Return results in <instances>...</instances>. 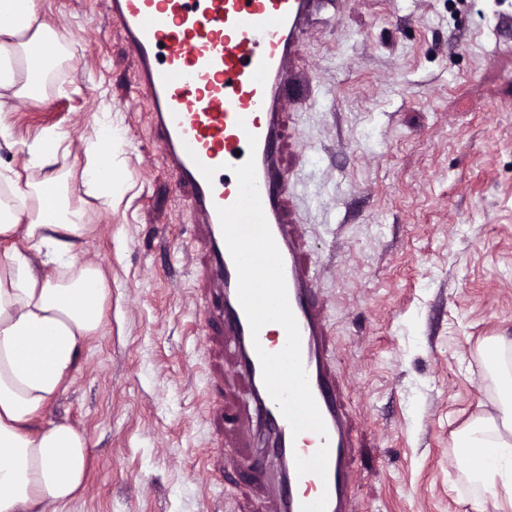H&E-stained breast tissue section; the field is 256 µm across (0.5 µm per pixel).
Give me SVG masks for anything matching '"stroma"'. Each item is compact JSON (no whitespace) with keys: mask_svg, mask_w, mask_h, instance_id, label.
Returning <instances> with one entry per match:
<instances>
[{"mask_svg":"<svg viewBox=\"0 0 512 512\" xmlns=\"http://www.w3.org/2000/svg\"><path fill=\"white\" fill-rule=\"evenodd\" d=\"M63 38L16 137L62 134L79 179L85 140L111 186L72 198L91 231L80 261L107 279L105 327L44 412L87 439L70 512H257L261 489L224 434L247 385L206 322L207 260L137 97L105 0H41ZM321 81L285 159L306 207L336 380L351 416L359 512H465L454 435L497 416L482 348L512 337V0H347L300 55Z\"/></svg>","mask_w":512,"mask_h":512,"instance_id":"1","label":"stroma"}]
</instances>
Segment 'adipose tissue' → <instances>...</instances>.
<instances>
[{
	"label": "adipose tissue",
	"instance_id": "1",
	"mask_svg": "<svg viewBox=\"0 0 512 512\" xmlns=\"http://www.w3.org/2000/svg\"><path fill=\"white\" fill-rule=\"evenodd\" d=\"M40 0H0V155L26 153L38 179L9 170L15 203L0 209V236L24 230V247L0 255V512H68L86 471L87 440L67 423L41 425L47 405L65 388L89 339L104 326L106 276L79 264L77 250L90 231L69 196L108 184L104 167L88 161L80 184L62 185L54 168L62 140L53 130L17 141L6 117L35 102L44 67L36 51L58 33ZM75 269L71 281L53 268ZM494 403L501 417L478 419L458 431L455 445L475 457L468 477L480 494L473 512H512V375L500 376Z\"/></svg>",
	"mask_w": 512,
	"mask_h": 512
}]
</instances>
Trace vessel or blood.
<instances>
[{"label": "vessel or blood", "instance_id": "1", "mask_svg": "<svg viewBox=\"0 0 512 512\" xmlns=\"http://www.w3.org/2000/svg\"><path fill=\"white\" fill-rule=\"evenodd\" d=\"M123 33L138 94L151 111L157 141L178 187L189 189L202 226L212 286L209 316L224 324L231 368L248 386L242 442L264 438L266 454L245 460L267 493L263 512H357L354 449L348 415L336 390L327 308L318 295L298 213L304 201L289 191L283 165L287 102L301 100L309 80L297 63L318 16L345 0H107ZM256 144H249V136ZM254 159L268 226L280 251L301 357L326 435L293 434L268 393L258 350L281 351L285 329L276 323L252 334L239 302L236 266L218 215L232 205L238 181L223 165ZM214 168L205 178L201 166Z\"/></svg>", "mask_w": 512, "mask_h": 512}]
</instances>
